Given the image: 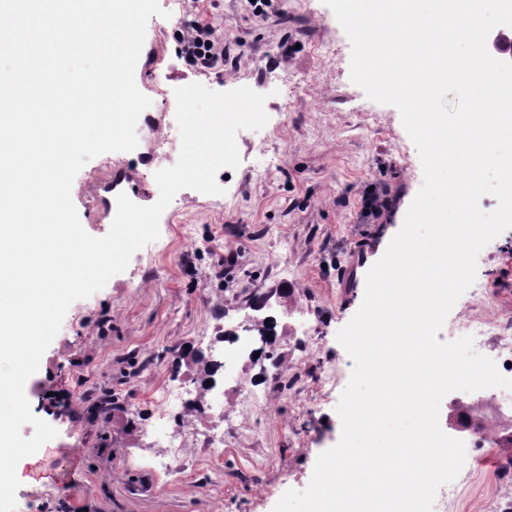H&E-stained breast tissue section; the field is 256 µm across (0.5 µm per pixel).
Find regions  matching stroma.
Listing matches in <instances>:
<instances>
[{"instance_id": "stroma-1", "label": "stroma", "mask_w": 512, "mask_h": 512, "mask_svg": "<svg viewBox=\"0 0 512 512\" xmlns=\"http://www.w3.org/2000/svg\"><path fill=\"white\" fill-rule=\"evenodd\" d=\"M158 2L136 84L170 138L180 134L165 98L191 83L217 92L229 80L251 88L265 95L268 121L237 133L240 163L216 176L223 194L177 193L159 220L164 254L136 251L123 272L70 305L34 375L47 393L39 417L57 435L18 463L16 512H272L286 491L305 489L318 456L341 438L340 396H323L315 377L328 363L342 382L351 377L337 334L365 291L346 285V267L376 239L398 233L423 183L398 109L352 82L351 42L324 0H272L261 16L248 0ZM187 16L220 25L234 59L223 72L203 74L181 58L177 34ZM150 129L139 120L137 148L112 155L139 172L144 206L158 200L155 174L164 167L142 162ZM262 137L281 163L260 180L255 170L264 160L251 146ZM373 189L393 205L367 220L363 200ZM228 251L238 256L229 269ZM476 281L494 299L485 315L512 316V229L480 251ZM306 309L322 333L311 355L298 324ZM247 313L273 326L264 354L280 367H300L302 399L269 391L265 369L242 364L243 386L271 398L269 416L251 420L256 434L216 458L197 438L205 422L183 412L168 427L183 443L182 458L161 468L167 451L151 433V394L175 377L200 383V347ZM109 394L118 407L106 420H89L85 407ZM465 466L471 478L457 512H485L501 493L499 451Z\"/></svg>"}]
</instances>
